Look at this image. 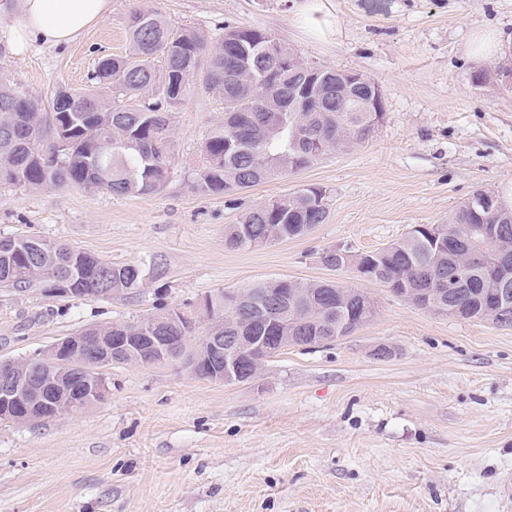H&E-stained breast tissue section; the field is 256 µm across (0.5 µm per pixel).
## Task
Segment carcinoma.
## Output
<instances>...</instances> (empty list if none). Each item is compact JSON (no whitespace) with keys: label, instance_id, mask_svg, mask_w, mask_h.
Segmentation results:
<instances>
[{"label":"carcinoma","instance_id":"cac0c4a2","mask_svg":"<svg viewBox=\"0 0 512 512\" xmlns=\"http://www.w3.org/2000/svg\"><path fill=\"white\" fill-rule=\"evenodd\" d=\"M159 56L165 61L160 69L154 64ZM296 56L288 44L258 29L226 23L214 42L200 29L177 28L159 13L135 9L125 53L102 58L91 86L56 90L47 109L0 74V184L101 189L116 196L160 191L169 177L173 114L199 80L224 100V122L200 145L194 179L200 192L244 190L368 139L378 126L376 113L352 111L350 98H367V86L357 85L348 95L326 77L329 67L310 83ZM108 91L124 104L112 105ZM324 198L323 189L309 187L272 199L226 227L224 245L245 249L302 238L328 219ZM483 224H499L504 232L489 243L479 231ZM439 230V248L422 232L409 234L362 255L363 262L398 294L431 288L432 300L452 304L466 319L503 323L482 304L497 278L471 267L468 257L482 252L489 266L512 257V212L476 215L463 202ZM30 240L0 238L1 288L21 293L69 277L79 289L76 296L92 297L102 279L114 294L142 286L139 264L106 263L55 242L36 258ZM249 292L257 299L283 294L300 336H315L325 324L329 335L349 336L366 323L361 314L351 318L357 303L337 283L269 279Z\"/></svg>","mask_w":512,"mask_h":512}]
</instances>
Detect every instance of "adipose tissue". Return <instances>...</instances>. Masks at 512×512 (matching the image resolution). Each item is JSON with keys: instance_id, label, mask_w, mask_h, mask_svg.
Returning <instances> with one entry per match:
<instances>
[{"instance_id": "ef3b65f1", "label": "adipose tissue", "mask_w": 512, "mask_h": 512, "mask_svg": "<svg viewBox=\"0 0 512 512\" xmlns=\"http://www.w3.org/2000/svg\"><path fill=\"white\" fill-rule=\"evenodd\" d=\"M21 20L11 34L13 53L23 54L31 37L56 46L76 40L112 9V0H21Z\"/></svg>"}]
</instances>
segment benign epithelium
<instances>
[{
	"instance_id": "obj_1",
	"label": "benign epithelium",
	"mask_w": 512,
	"mask_h": 512,
	"mask_svg": "<svg viewBox=\"0 0 512 512\" xmlns=\"http://www.w3.org/2000/svg\"><path fill=\"white\" fill-rule=\"evenodd\" d=\"M338 268L354 267L366 279H372L357 257L338 252ZM242 313L236 319L224 315L212 305V298L201 304L195 318L177 310L147 318L144 323L112 336L85 332L65 336L23 365L0 362V414L16 424L38 423L55 415L77 412L110 393L107 377L88 380L80 371L91 361L106 369L114 364H156L182 358L190 342L194 346L183 358L184 370L196 378L219 383H245L253 380L266 362L290 346L303 341L311 346L338 340L336 336H297L286 329L278 336L266 335L267 328L255 309L265 302H255L247 290L233 293ZM430 293L420 291L410 297L419 309L441 314L448 307L429 304ZM485 308L503 311L512 308V276H504ZM204 335H196L200 323Z\"/></svg>"
}]
</instances>
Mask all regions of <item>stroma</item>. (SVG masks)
Masks as SVG:
<instances>
[{"label":"stroma","mask_w":512,"mask_h":512,"mask_svg":"<svg viewBox=\"0 0 512 512\" xmlns=\"http://www.w3.org/2000/svg\"><path fill=\"white\" fill-rule=\"evenodd\" d=\"M222 36L224 24L288 43L309 63L363 74L383 119L364 143L230 195L193 187L198 148L224 119L194 88L176 110L163 190L0 186V237L32 235L115 264H164L142 288L86 299L0 288V360L92 325L177 308L271 278L365 292L375 317L321 347L292 346L249 383L178 363L108 368L102 402L52 421L0 420V512H512V326L421 310L383 283L324 265L323 251L380 250L444 224L473 192L512 203V88L474 86L482 30L512 35V0H112L77 40L8 51L20 0H0V70L47 102L124 53L132 9ZM318 186L329 218L302 238L247 249L224 229ZM391 348L376 358V346Z\"/></svg>","instance_id":"stroma-1"}]
</instances>
